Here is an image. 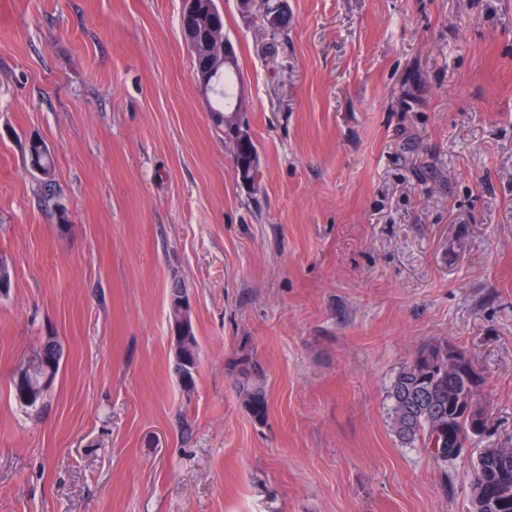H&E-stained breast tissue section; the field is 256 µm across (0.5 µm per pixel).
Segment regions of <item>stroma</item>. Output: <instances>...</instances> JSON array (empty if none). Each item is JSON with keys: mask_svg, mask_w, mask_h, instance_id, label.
<instances>
[{"mask_svg": "<svg viewBox=\"0 0 512 512\" xmlns=\"http://www.w3.org/2000/svg\"><path fill=\"white\" fill-rule=\"evenodd\" d=\"M216 4L252 189L183 0H0V512H470L480 455L512 448V0H288L276 35ZM50 331L59 374L20 407L11 377ZM429 344L482 379L486 428L444 469L389 414ZM246 353L261 423L234 387ZM194 48L189 51L193 57L195 71L199 68L213 69L211 117L214 125L224 133V142L231 147L235 175L241 185L254 187L259 172V154L246 126V138L239 135L240 124L245 121L246 107L238 105L242 93L237 88L236 77L239 71L238 56L235 50V64L225 68L212 58L207 45H203L199 36H194ZM238 105V106H237ZM243 112H232L234 108ZM181 284L174 282L169 290L168 322L170 330H176L182 336L179 353H174V370L183 388L191 391L198 372L200 347L192 320L185 318L181 304L173 298L175 293L185 291ZM235 387L239 399L256 422H264L268 399L262 383V371L253 355H241L235 362Z\"/></svg>", "mask_w": 512, "mask_h": 512, "instance_id": "obj_1", "label": "stroma"}]
</instances>
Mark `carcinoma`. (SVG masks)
Wrapping results in <instances>:
<instances>
[{
    "label": "carcinoma",
    "mask_w": 512,
    "mask_h": 512,
    "mask_svg": "<svg viewBox=\"0 0 512 512\" xmlns=\"http://www.w3.org/2000/svg\"><path fill=\"white\" fill-rule=\"evenodd\" d=\"M196 11L203 14L201 29L210 32L224 28V16L209 0H199ZM194 67L213 70L211 117L214 125L224 133V142L231 147L235 175L240 184L255 186L259 172V154L251 135H239L245 113L236 112L241 98L236 77L239 64L226 68L216 63L200 37L194 38L190 50ZM29 159L33 170L42 176L51 175L52 161L47 149L29 145ZM183 290L175 282L169 290L168 322L170 330L182 336L179 353L174 355V370L183 388H194L200 360V347L193 322L183 315V308L174 295ZM41 349L24 362L12 377L14 399L22 406L36 408L43 403L49 388L43 384L44 364ZM235 387L239 399L251 417L263 422L268 414V399L262 383V371L253 355H241L235 362ZM472 370L448 372L441 347L433 346L418 352L413 361L403 367L392 381L391 426L396 437L405 445H421L430 450L432 458L446 466L463 454L462 442L475 432L477 419L458 410L475 400L480 376H471ZM472 512H512V454L488 455L481 460L473 480Z\"/></svg>",
    "instance_id": "obj_1"
}]
</instances>
